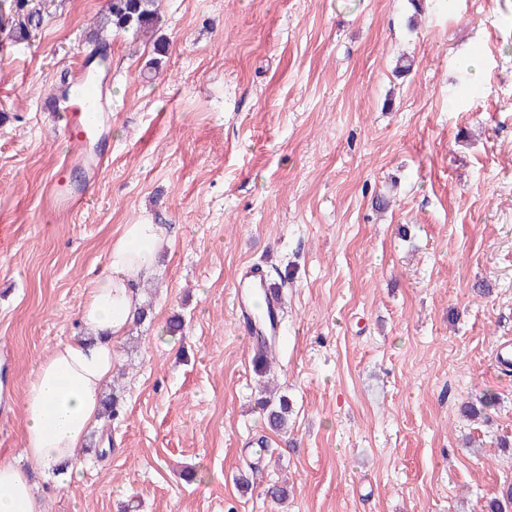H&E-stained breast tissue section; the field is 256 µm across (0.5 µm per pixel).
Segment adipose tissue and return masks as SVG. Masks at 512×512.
<instances>
[{
    "mask_svg": "<svg viewBox=\"0 0 512 512\" xmlns=\"http://www.w3.org/2000/svg\"><path fill=\"white\" fill-rule=\"evenodd\" d=\"M167 242L163 225L127 224L111 243L108 272L92 280L81 309L83 335L56 346L31 374L21 403V452L0 457V512H43L33 472L58 468L78 478L76 450L100 422L102 389L112 379V342L139 312V283Z\"/></svg>",
    "mask_w": 512,
    "mask_h": 512,
    "instance_id": "adipose-tissue-1",
    "label": "adipose tissue"
}]
</instances>
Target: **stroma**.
<instances>
[{
	"mask_svg": "<svg viewBox=\"0 0 512 512\" xmlns=\"http://www.w3.org/2000/svg\"><path fill=\"white\" fill-rule=\"evenodd\" d=\"M32 3L28 40L0 30V455L123 225L170 240L112 344L122 414L80 480L39 479L45 512H486L512 488V0H159L153 37L109 38V163L61 221L41 105L106 0ZM253 265L281 290L284 436L233 305ZM488 394L487 421L464 413ZM258 405L265 411L268 424L272 429L283 430L286 428L291 408L285 396H280L278 401H274L270 398H260Z\"/></svg>",
	"mask_w": 512,
	"mask_h": 512,
	"instance_id": "1",
	"label": "stroma"
}]
</instances>
